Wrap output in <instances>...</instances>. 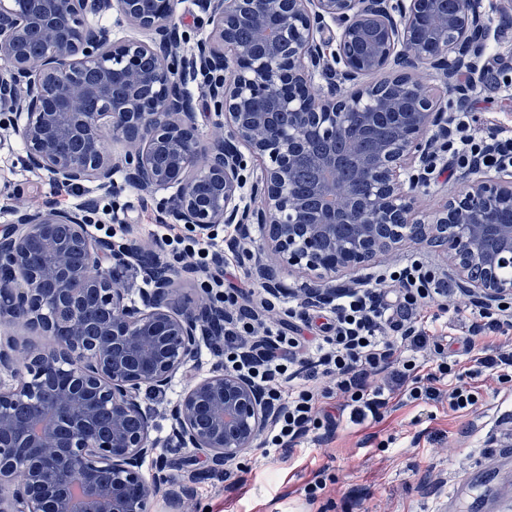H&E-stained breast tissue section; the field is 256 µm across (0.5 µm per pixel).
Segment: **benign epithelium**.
Segmentation results:
<instances>
[{"mask_svg": "<svg viewBox=\"0 0 512 512\" xmlns=\"http://www.w3.org/2000/svg\"><path fill=\"white\" fill-rule=\"evenodd\" d=\"M193 4L210 30L180 55V0H0V112L15 116L27 167L107 193L132 187L192 229L235 224L246 238L257 225L272 253L309 279L283 288L260 259L274 295L331 303L336 274L365 269L407 225L426 223L434 235L452 226L448 253L472 297H512L502 277L512 268V169L472 167L433 215L419 214L415 196L437 165L436 144L452 135L448 103L465 102L458 75L481 73L482 0H462L452 15L436 0ZM110 11L143 38H114L88 21ZM244 24L262 53L238 39ZM34 30L45 46L36 68L24 51ZM86 68L94 81L82 79ZM419 68L437 74L439 92L414 77ZM192 84L224 129L206 145ZM385 114L396 118L391 137ZM350 129L373 151L343 181L332 145ZM310 131L326 144L310 156L325 178L306 196L293 175ZM107 138L124 153H107ZM14 215L0 235V319L42 343L26 346L23 379L10 386L20 341L0 343V512H148L168 475L161 465L150 480L141 473L156 449L141 390L164 391L202 344L223 346L224 306L173 309L174 280L201 272L148 260L156 243L92 236L83 209ZM476 263L486 276H474ZM133 265L149 285L137 300L119 282ZM274 413L261 390L219 365L168 410L169 441L221 467L255 446ZM100 470L108 477L96 481Z\"/></svg>", "mask_w": 512, "mask_h": 512, "instance_id": "1", "label": "benign epithelium"}]
</instances>
